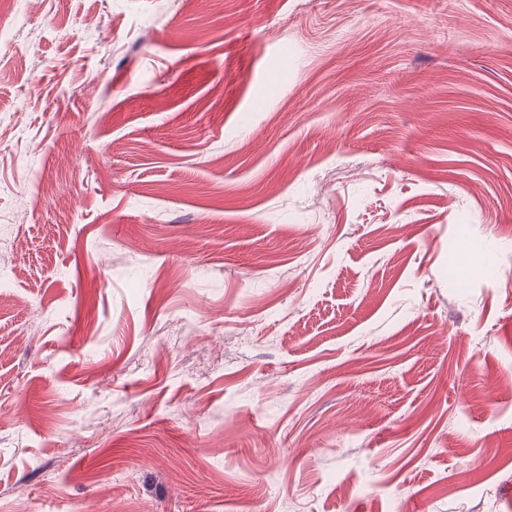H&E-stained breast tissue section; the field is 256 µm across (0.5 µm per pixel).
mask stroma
I'll return each mask as SVG.
<instances>
[{
	"label": "stroma",
	"instance_id": "35a3bbf8",
	"mask_svg": "<svg viewBox=\"0 0 512 512\" xmlns=\"http://www.w3.org/2000/svg\"><path fill=\"white\" fill-rule=\"evenodd\" d=\"M0 32V512H512V0Z\"/></svg>",
	"mask_w": 512,
	"mask_h": 512
}]
</instances>
